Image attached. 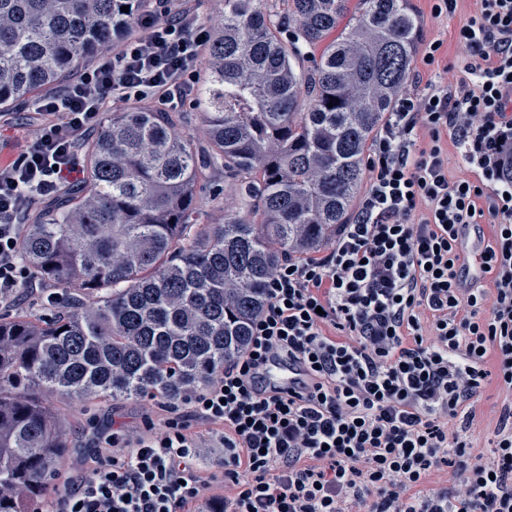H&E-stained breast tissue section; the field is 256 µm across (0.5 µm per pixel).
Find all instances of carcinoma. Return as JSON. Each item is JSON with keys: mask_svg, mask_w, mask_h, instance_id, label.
<instances>
[{"mask_svg": "<svg viewBox=\"0 0 512 512\" xmlns=\"http://www.w3.org/2000/svg\"><path fill=\"white\" fill-rule=\"evenodd\" d=\"M144 0H0V110L59 86L128 35ZM224 0L197 106L106 115L83 145L90 190L63 188L21 256L61 289L38 317H0V512H39L64 425L44 393L83 402L207 386L246 349L266 284L347 223L368 145L409 77L412 0ZM129 7L128 12L121 7ZM219 169L242 211L202 224L198 185Z\"/></svg>", "mask_w": 512, "mask_h": 512, "instance_id": "obj_1", "label": "carcinoma"}]
</instances>
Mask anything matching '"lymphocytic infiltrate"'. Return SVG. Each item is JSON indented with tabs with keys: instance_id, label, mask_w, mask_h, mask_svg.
Segmentation results:
<instances>
[{
	"instance_id": "lymphocytic-infiltrate-1",
	"label": "lymphocytic infiltrate",
	"mask_w": 512,
	"mask_h": 512,
	"mask_svg": "<svg viewBox=\"0 0 512 512\" xmlns=\"http://www.w3.org/2000/svg\"><path fill=\"white\" fill-rule=\"evenodd\" d=\"M456 32L468 49L455 81L412 82L366 158V185L323 254L271 275L245 352L163 429L108 452L51 512H185L206 484L199 432L224 449V512H512V398L488 457L466 437L489 376L512 395V0H479ZM143 36L110 50L32 104L34 143L0 163V301L31 287L22 220L80 173L83 141L117 101L177 107L194 88L207 30L189 0H158ZM476 179L449 181L448 145ZM495 228L485 276L467 283L458 241ZM304 369L269 386L266 365ZM447 468L454 493L422 491ZM247 478H240V471Z\"/></svg>"
}]
</instances>
